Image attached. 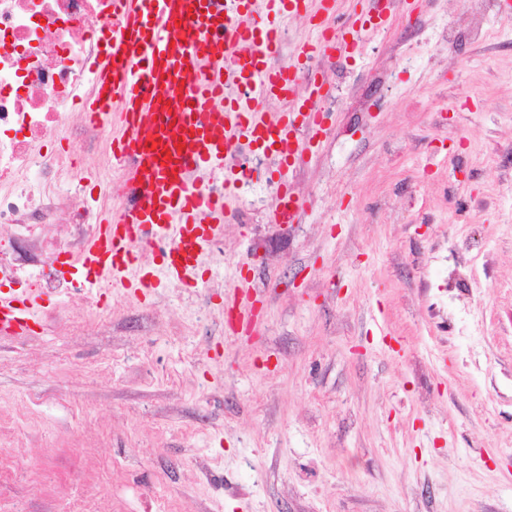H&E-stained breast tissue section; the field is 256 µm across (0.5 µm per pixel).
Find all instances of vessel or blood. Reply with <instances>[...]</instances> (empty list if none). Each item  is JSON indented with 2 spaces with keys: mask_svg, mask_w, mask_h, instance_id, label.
<instances>
[{
  "mask_svg": "<svg viewBox=\"0 0 512 512\" xmlns=\"http://www.w3.org/2000/svg\"><path fill=\"white\" fill-rule=\"evenodd\" d=\"M112 6V50L95 63L83 110L88 120L118 129L112 145L132 158L126 175L134 197L102 218L75 262L95 282L143 302L152 286L140 267L145 251L185 282L222 234L238 180L224 169L233 142L277 154L270 221L300 223L305 204L289 174L301 159V142L322 125L314 99L334 88L304 61L356 52L368 30L360 16L336 31V0H113ZM290 15L306 16L316 37L286 55L281 21ZM273 98L279 111L267 109ZM204 176L223 179V196L199 186ZM45 303L42 296H0V336L29 335ZM256 303L251 279L235 281L226 296L227 335L252 332Z\"/></svg>",
  "mask_w": 512,
  "mask_h": 512,
  "instance_id": "obj_1",
  "label": "vessel or blood"
}]
</instances>
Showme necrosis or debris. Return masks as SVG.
Listing matches in <instances>:
<instances>
[{
	"label": "necrosis or debris",
	"instance_id": "4bbe7bcc",
	"mask_svg": "<svg viewBox=\"0 0 512 512\" xmlns=\"http://www.w3.org/2000/svg\"><path fill=\"white\" fill-rule=\"evenodd\" d=\"M112 40V0H0V287L58 296V266L98 231L100 213L61 180L55 140L94 145L104 127L67 117Z\"/></svg>",
	"mask_w": 512,
	"mask_h": 512
}]
</instances>
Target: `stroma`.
<instances>
[{
  "label": "stroma",
  "instance_id": "1",
  "mask_svg": "<svg viewBox=\"0 0 512 512\" xmlns=\"http://www.w3.org/2000/svg\"><path fill=\"white\" fill-rule=\"evenodd\" d=\"M339 102L269 222L279 158L147 304L55 297L0 338V512H512V0H402L326 60ZM256 329L224 335L242 274Z\"/></svg>",
  "mask_w": 512,
  "mask_h": 512
}]
</instances>
